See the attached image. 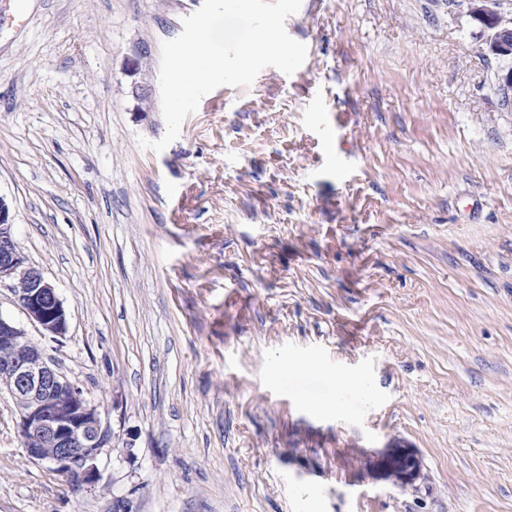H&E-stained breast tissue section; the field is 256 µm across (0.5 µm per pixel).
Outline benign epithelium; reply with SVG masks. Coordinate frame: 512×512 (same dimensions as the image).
<instances>
[{"instance_id":"obj_1","label":"benign epithelium","mask_w":512,"mask_h":512,"mask_svg":"<svg viewBox=\"0 0 512 512\" xmlns=\"http://www.w3.org/2000/svg\"><path fill=\"white\" fill-rule=\"evenodd\" d=\"M470 20L487 34L484 53L512 61V17L497 9V0H468ZM12 291L28 319L45 334L66 333L68 313L56 288L30 265L13 235V215L0 196V288ZM0 339L16 348L0 354V387H5L17 407V428L29 458L44 463L55 474L76 483L100 479L95 462L110 434L100 412L84 391L69 381L31 342L25 330L0 315ZM378 475L401 489H418L422 464L416 449L396 443L374 460Z\"/></svg>"}]
</instances>
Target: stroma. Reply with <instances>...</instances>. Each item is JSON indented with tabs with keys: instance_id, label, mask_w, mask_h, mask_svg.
I'll return each instance as SVG.
<instances>
[{
	"instance_id": "obj_1",
	"label": "stroma",
	"mask_w": 512,
	"mask_h": 512,
	"mask_svg": "<svg viewBox=\"0 0 512 512\" xmlns=\"http://www.w3.org/2000/svg\"><path fill=\"white\" fill-rule=\"evenodd\" d=\"M202 2L0 0V196L67 332L0 315L112 434L72 485L0 392V512H512V104L465 0H302L303 65L158 153ZM392 443L419 490L372 469Z\"/></svg>"
}]
</instances>
